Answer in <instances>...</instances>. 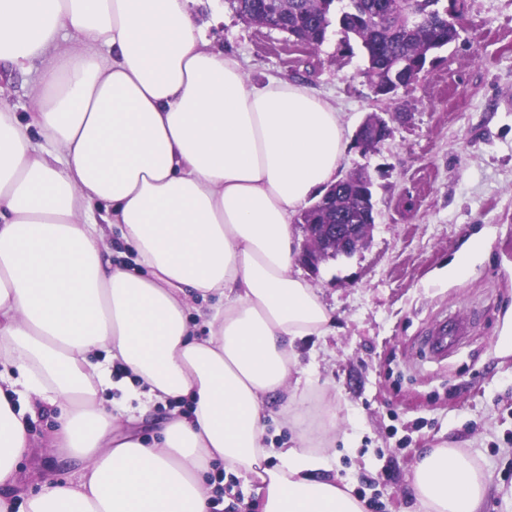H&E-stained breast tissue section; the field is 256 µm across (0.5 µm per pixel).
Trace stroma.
Returning <instances> with one entry per match:
<instances>
[{
    "label": "stroma",
    "instance_id": "obj_1",
    "mask_svg": "<svg viewBox=\"0 0 512 512\" xmlns=\"http://www.w3.org/2000/svg\"><path fill=\"white\" fill-rule=\"evenodd\" d=\"M197 31L236 54L247 77L288 79L342 112L347 135L371 112H406L369 152L349 145L342 174L366 171L376 218L366 248L322 263L310 282L331 331L302 345L312 399L327 396L342 422L333 467L366 512H416L410 469L426 448L464 447L490 475L483 512H512V0H466L460 36L393 100L376 98L359 50L335 32L310 49L249 24L228 0H190ZM34 73L0 71V95L17 116L36 107ZM483 234L489 250L459 280L440 275ZM471 332L447 357L424 340L438 318ZM52 412L31 424L19 465L25 487L63 473L47 448Z\"/></svg>",
    "mask_w": 512,
    "mask_h": 512
}]
</instances>
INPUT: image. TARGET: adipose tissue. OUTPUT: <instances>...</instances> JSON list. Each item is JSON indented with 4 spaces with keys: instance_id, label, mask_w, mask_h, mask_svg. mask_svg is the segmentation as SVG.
<instances>
[{
    "instance_id": "obj_1",
    "label": "adipose tissue",
    "mask_w": 512,
    "mask_h": 512,
    "mask_svg": "<svg viewBox=\"0 0 512 512\" xmlns=\"http://www.w3.org/2000/svg\"><path fill=\"white\" fill-rule=\"evenodd\" d=\"M187 2L0 0V64L44 63L28 121L0 101V512H215L219 467L262 512H364L330 473L338 409L311 412L294 376L331 317L292 217L335 183L343 115L249 81ZM273 403L285 448L267 443ZM156 405L161 427L134 436ZM46 409L73 475L25 492ZM410 483L417 512H480L489 475L443 444Z\"/></svg>"
}]
</instances>
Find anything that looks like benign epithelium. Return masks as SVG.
I'll list each match as a JSON object with an SVG mask.
<instances>
[{"instance_id": "1", "label": "benign epithelium", "mask_w": 512, "mask_h": 512, "mask_svg": "<svg viewBox=\"0 0 512 512\" xmlns=\"http://www.w3.org/2000/svg\"><path fill=\"white\" fill-rule=\"evenodd\" d=\"M371 126L374 143L384 141L391 134L388 121L377 112H371L355 132V140L363 144L361 131ZM306 242L299 255V262L315 270L327 260L352 257L367 242L370 224H312L301 222Z\"/></svg>"}]
</instances>
